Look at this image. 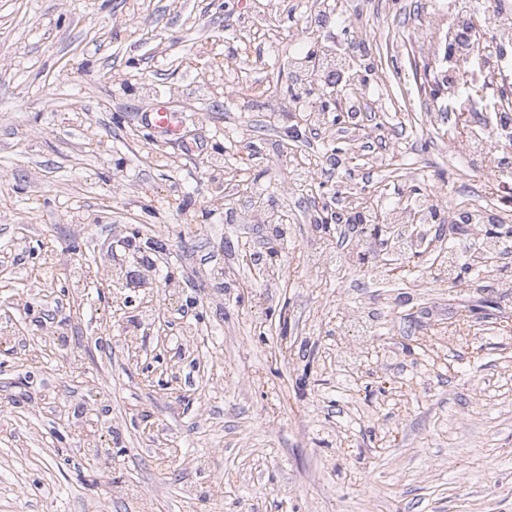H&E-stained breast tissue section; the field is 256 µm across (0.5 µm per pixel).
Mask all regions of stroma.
Wrapping results in <instances>:
<instances>
[{
    "mask_svg": "<svg viewBox=\"0 0 512 512\" xmlns=\"http://www.w3.org/2000/svg\"><path fill=\"white\" fill-rule=\"evenodd\" d=\"M319 0H0V277L29 292L0 335V512H512V296L437 277L423 253L369 279L358 263L322 285L285 266L268 284L242 253L266 254L259 203L288 216V253L322 247L307 191L278 186L301 162L345 184L343 204H407L412 188L449 200L490 196L448 164L429 127L445 97L402 26L432 0H368V52L380 87L360 123L281 111L304 98L300 52L342 46L337 17L306 29ZM178 114L182 139L146 122ZM346 149L344 176L329 150ZM121 191H113L117 179ZM81 224L73 234V224ZM166 249L167 284L133 282L136 251ZM78 263L107 256L128 302L76 288L72 271L31 278L45 246ZM381 315L374 343L394 364L346 361L359 328L328 305ZM480 353L449 332L463 308ZM109 384L112 428L89 434L83 411ZM224 474L214 492L208 474Z\"/></svg>",
    "mask_w": 512,
    "mask_h": 512,
    "instance_id": "obj_1",
    "label": "stroma"
}]
</instances>
